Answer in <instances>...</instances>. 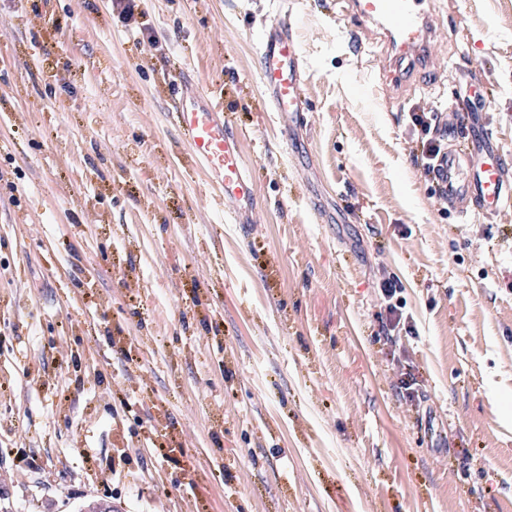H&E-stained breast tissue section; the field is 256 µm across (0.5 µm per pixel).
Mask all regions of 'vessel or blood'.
Listing matches in <instances>:
<instances>
[{"mask_svg":"<svg viewBox=\"0 0 512 512\" xmlns=\"http://www.w3.org/2000/svg\"><path fill=\"white\" fill-rule=\"evenodd\" d=\"M339 15L345 33L359 45H368L374 33H381L389 54L380 63L393 68L396 82H406L417 70L438 72L445 66L439 39L446 26L429 0H339ZM258 40L259 81L272 110L296 123L311 118L303 96L307 63L290 14L277 13ZM172 96L179 143L191 167L206 172L210 204L220 210L232 203L234 223H254L258 209L251 179L217 94L189 87L182 78ZM457 104L475 132L460 142L449 140L435 160L429 175L432 203L463 221L472 216L489 219L512 208V179L505 175L512 159L501 154L488 132L485 113L462 97Z\"/></svg>","mask_w":512,"mask_h":512,"instance_id":"vessel-or-blood-1","label":"vessel or blood"}]
</instances>
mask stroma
<instances>
[{
    "instance_id": "obj_1",
    "label": "stroma",
    "mask_w": 512,
    "mask_h": 512,
    "mask_svg": "<svg viewBox=\"0 0 512 512\" xmlns=\"http://www.w3.org/2000/svg\"><path fill=\"white\" fill-rule=\"evenodd\" d=\"M434 6L448 65L396 86L330 0H142L155 47L109 0H0V512H512V211L432 207L407 118L474 68L512 156V0ZM281 7L310 64L292 131L258 75ZM183 76L222 92L258 223L205 205ZM381 294L383 298L388 302L387 304V312L385 320L381 321V331L385 335H391V332H395L396 330L399 332L400 330L405 329L406 333L411 331V325L409 321L407 322V317L403 318V313L399 310V307L396 304L391 303L392 299L397 293V287L392 281H384L381 285ZM402 319L404 322L402 323ZM407 322V325H406Z\"/></svg>"
}]
</instances>
